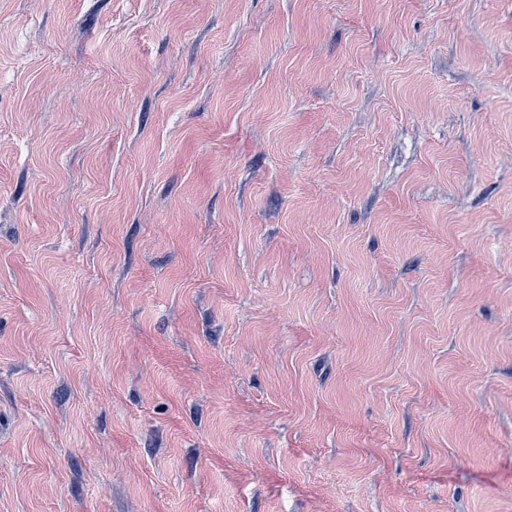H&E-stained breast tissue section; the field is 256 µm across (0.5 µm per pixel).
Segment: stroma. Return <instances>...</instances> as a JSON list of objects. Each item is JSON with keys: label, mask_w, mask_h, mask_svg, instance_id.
Returning <instances> with one entry per match:
<instances>
[{"label": "stroma", "mask_w": 512, "mask_h": 512, "mask_svg": "<svg viewBox=\"0 0 512 512\" xmlns=\"http://www.w3.org/2000/svg\"><path fill=\"white\" fill-rule=\"evenodd\" d=\"M0 512H512V0H0Z\"/></svg>", "instance_id": "35a3bbf8"}]
</instances>
